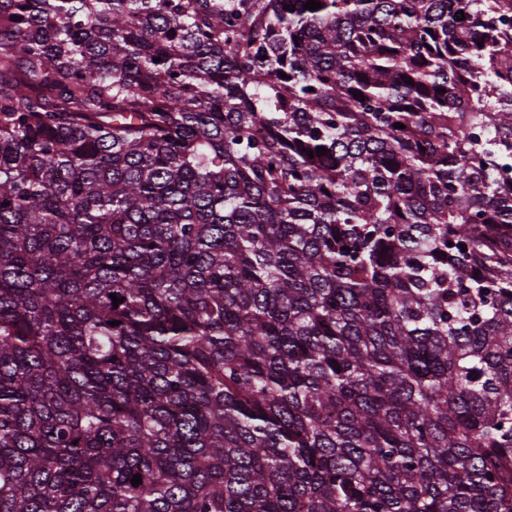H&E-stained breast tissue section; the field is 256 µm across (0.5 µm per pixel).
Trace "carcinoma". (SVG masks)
Wrapping results in <instances>:
<instances>
[{"label": "carcinoma", "mask_w": 512, "mask_h": 512, "mask_svg": "<svg viewBox=\"0 0 512 512\" xmlns=\"http://www.w3.org/2000/svg\"><path fill=\"white\" fill-rule=\"evenodd\" d=\"M319 2L0 0V512H512V0Z\"/></svg>", "instance_id": "1"}]
</instances>
